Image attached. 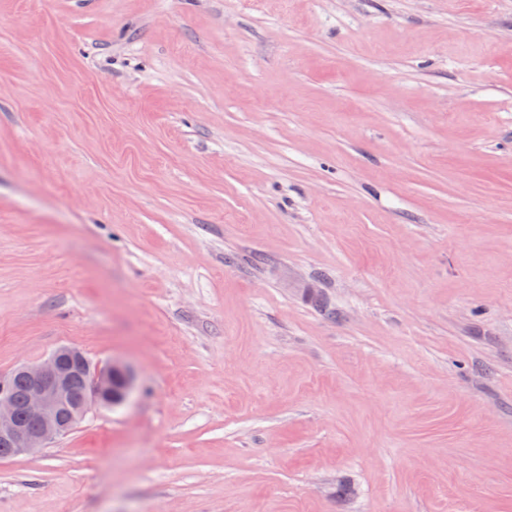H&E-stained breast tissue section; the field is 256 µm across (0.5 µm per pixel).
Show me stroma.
<instances>
[{
    "mask_svg": "<svg viewBox=\"0 0 512 512\" xmlns=\"http://www.w3.org/2000/svg\"><path fill=\"white\" fill-rule=\"evenodd\" d=\"M130 400L0 512H512V0H0V373Z\"/></svg>",
    "mask_w": 512,
    "mask_h": 512,
    "instance_id": "obj_1",
    "label": "stroma"
}]
</instances>
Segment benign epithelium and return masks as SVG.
I'll return each instance as SVG.
<instances>
[{
	"instance_id": "obj_1",
	"label": "benign epithelium",
	"mask_w": 512,
	"mask_h": 512,
	"mask_svg": "<svg viewBox=\"0 0 512 512\" xmlns=\"http://www.w3.org/2000/svg\"><path fill=\"white\" fill-rule=\"evenodd\" d=\"M17 375L27 383L24 422L11 393ZM77 377L83 393L74 401L72 388ZM133 386V376L124 364L114 362L95 371L82 350L60 346L42 362L22 364L0 376V445L15 455L35 453L70 432L94 406L123 404Z\"/></svg>"
}]
</instances>
